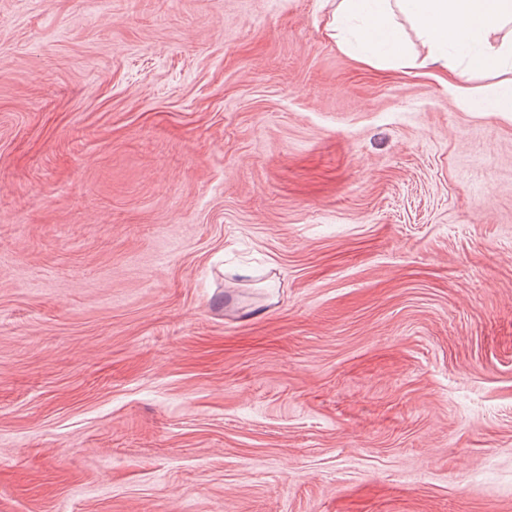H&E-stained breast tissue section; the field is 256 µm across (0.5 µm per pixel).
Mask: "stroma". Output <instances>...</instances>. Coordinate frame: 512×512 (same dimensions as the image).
I'll return each mask as SVG.
<instances>
[{"instance_id": "35a3bbf8", "label": "stroma", "mask_w": 512, "mask_h": 512, "mask_svg": "<svg viewBox=\"0 0 512 512\" xmlns=\"http://www.w3.org/2000/svg\"><path fill=\"white\" fill-rule=\"evenodd\" d=\"M325 0H0V512H512V119Z\"/></svg>"}]
</instances>
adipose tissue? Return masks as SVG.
<instances>
[{
  "label": "adipose tissue",
  "mask_w": 512,
  "mask_h": 512,
  "mask_svg": "<svg viewBox=\"0 0 512 512\" xmlns=\"http://www.w3.org/2000/svg\"><path fill=\"white\" fill-rule=\"evenodd\" d=\"M412 20L422 38L423 56L406 52L391 23L393 8ZM512 0H338L326 29L339 46L356 41L364 60L395 61L409 71L448 72L460 104H483L512 115ZM501 75L484 96L464 85L466 70Z\"/></svg>",
  "instance_id": "1"
}]
</instances>
